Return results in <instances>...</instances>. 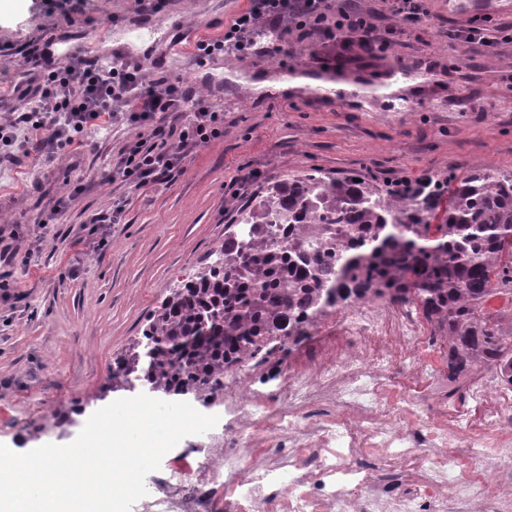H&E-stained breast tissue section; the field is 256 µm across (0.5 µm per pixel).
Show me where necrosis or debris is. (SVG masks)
Returning <instances> with one entry per match:
<instances>
[{
  "instance_id": "obj_1",
  "label": "necrosis or debris",
  "mask_w": 512,
  "mask_h": 512,
  "mask_svg": "<svg viewBox=\"0 0 512 512\" xmlns=\"http://www.w3.org/2000/svg\"><path fill=\"white\" fill-rule=\"evenodd\" d=\"M309 332L280 369L219 372L218 424L183 439L195 469L155 477L165 512H512V379L449 380L452 340L410 301L330 307Z\"/></svg>"
}]
</instances>
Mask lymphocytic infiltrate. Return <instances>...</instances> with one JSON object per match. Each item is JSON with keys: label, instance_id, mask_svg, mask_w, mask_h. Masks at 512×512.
Instances as JSON below:
<instances>
[{"label": "lymphocytic infiltrate", "instance_id": "1", "mask_svg": "<svg viewBox=\"0 0 512 512\" xmlns=\"http://www.w3.org/2000/svg\"><path fill=\"white\" fill-rule=\"evenodd\" d=\"M284 20L300 29L329 21L336 31L359 34L363 44H388L378 15L358 10L353 0H343L338 6L332 0H249L248 7L225 26L223 36L197 42L198 55L249 53L262 26L275 27ZM19 67L26 80L18 90L34 103L22 120L34 130L46 131L52 141L72 143L74 134L111 118L119 103L128 107L134 122L165 112L190 113L183 125L156 126L150 134L139 135L123 153L116 171L133 188L149 181H170L189 152L224 134L223 115L193 85L179 79L152 80L140 70L119 64L107 69L88 54L61 62L49 49L36 46L28 50Z\"/></svg>", "mask_w": 512, "mask_h": 512}]
</instances>
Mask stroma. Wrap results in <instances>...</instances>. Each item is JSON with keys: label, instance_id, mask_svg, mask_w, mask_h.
<instances>
[{"label": "stroma", "instance_id": "1", "mask_svg": "<svg viewBox=\"0 0 512 512\" xmlns=\"http://www.w3.org/2000/svg\"><path fill=\"white\" fill-rule=\"evenodd\" d=\"M247 0H164L154 13L132 0H0V46L74 44L104 60L182 77L224 113V135L194 149L163 184L134 189L113 173L151 125L125 110L83 134L82 145L43 143L26 153L19 127L0 155V444L24 453L71 443L116 393H105L117 356L139 336L170 288L201 267L260 188L318 171L360 172L378 187L423 174L512 176V43L494 52L461 45L466 17L430 0V22L367 50L356 37L279 28L243 57L199 59L197 39L223 33ZM306 85L259 88L284 70ZM19 72L0 56V119L30 104ZM121 204L115 223L96 224Z\"/></svg>", "mask_w": 512, "mask_h": 512}]
</instances>
